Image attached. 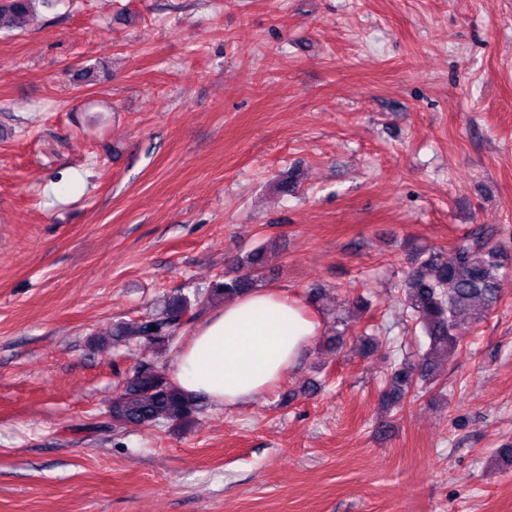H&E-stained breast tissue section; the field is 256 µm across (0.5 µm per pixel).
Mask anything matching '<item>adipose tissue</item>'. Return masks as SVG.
Wrapping results in <instances>:
<instances>
[{
    "label": "adipose tissue",
    "mask_w": 512,
    "mask_h": 512,
    "mask_svg": "<svg viewBox=\"0 0 512 512\" xmlns=\"http://www.w3.org/2000/svg\"><path fill=\"white\" fill-rule=\"evenodd\" d=\"M320 326L301 303L271 289L254 290L194 324L169 378L214 407L246 404L297 365Z\"/></svg>",
    "instance_id": "1"
}]
</instances>
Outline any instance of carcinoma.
<instances>
[{
	"label": "carcinoma",
	"mask_w": 512,
	"mask_h": 512,
	"mask_svg": "<svg viewBox=\"0 0 512 512\" xmlns=\"http://www.w3.org/2000/svg\"><path fill=\"white\" fill-rule=\"evenodd\" d=\"M34 0H0V28L25 25ZM504 242L500 231L484 225L458 238L451 250L418 249L403 291L408 308L429 340L420 362H393L390 379L382 393L389 407L405 403L414 382L430 379L435 359L454 346L457 318L468 315L482 321L500 301L499 281L504 268ZM265 263L263 248L250 251L240 265L246 272L224 278V282L193 297L176 295L163 308L133 322L119 325L113 335L127 344L148 343L170 347L188 325L221 298H234L254 288L251 271ZM198 399L174 386L157 367L141 366L122 393L112 400V421L139 427L168 423L183 428L196 421Z\"/></svg>",
	"instance_id": "cac0c4a2"
}]
</instances>
